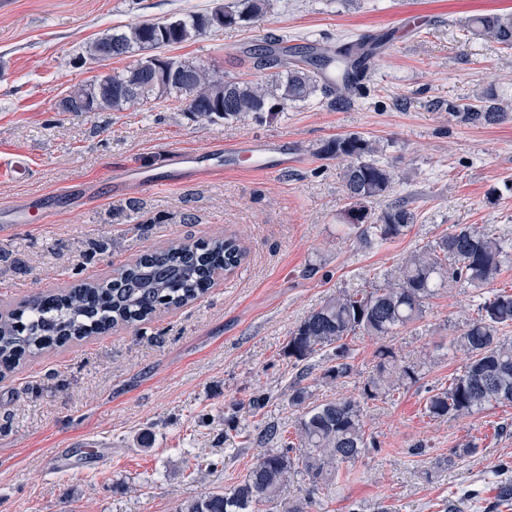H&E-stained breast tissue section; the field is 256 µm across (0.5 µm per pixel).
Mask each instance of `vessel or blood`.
I'll return each instance as SVG.
<instances>
[{
  "label": "vessel or blood",
  "instance_id": "b4317fda",
  "mask_svg": "<svg viewBox=\"0 0 512 512\" xmlns=\"http://www.w3.org/2000/svg\"><path fill=\"white\" fill-rule=\"evenodd\" d=\"M243 159L252 161L255 167L272 176L280 175L297 164L296 157L288 155L279 143L250 139L229 148L215 146L202 155L184 150L173 151L168 158L169 170L165 176L150 178L147 171L134 165L126 169L124 182L136 185L150 178L155 185L174 187L201 176H221L223 172L238 169Z\"/></svg>",
  "mask_w": 512,
  "mask_h": 512
}]
</instances>
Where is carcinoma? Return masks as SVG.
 Segmentation results:
<instances>
[{
	"instance_id": "1",
	"label": "carcinoma",
	"mask_w": 512,
	"mask_h": 512,
	"mask_svg": "<svg viewBox=\"0 0 512 512\" xmlns=\"http://www.w3.org/2000/svg\"><path fill=\"white\" fill-rule=\"evenodd\" d=\"M270 9L269 0H228L211 11L172 16L115 30L93 41L87 51L92 60L118 58L137 48L157 50L185 43L207 32L242 26L259 20ZM223 12L227 21L217 17ZM473 34L512 49V13L483 14L470 19ZM377 44L365 38L336 51L308 47L300 59L280 58L264 48L257 67L271 69L267 83L226 80L202 65L151 55L141 58L124 73L113 74L107 87L93 80L66 95L69 112L121 111L175 94L183 111L214 122L236 121L245 114L282 112L322 91L341 100L364 79ZM448 113L462 124L493 125L512 115L485 101L448 105ZM374 143L349 134L325 142L324 158L348 161L343 187L349 199L384 196L393 183L390 167L373 158ZM355 218L360 242L387 241L407 232L414 214L401 204L388 205L375 221ZM512 254V239L481 232L472 225L457 226L436 245L422 248L389 274L384 285L369 291L343 292L323 303L291 333L288 358L302 364L300 377L310 361L327 349L331 365L324 377L338 380L354 371L348 337L392 336L423 317L424 303L441 288L460 285L486 288ZM245 251L236 238L172 243L118 268L112 278L86 281L54 293L31 297L22 305L0 312V377L21 361L45 349L83 340L110 329L150 320L162 309H178L205 293L215 277L242 262ZM512 325V293L497 292L478 305L477 318L450 340V347L468 355V362L448 387L433 390L426 398L431 417L463 418L486 405L512 402V338L500 332ZM377 364L363 385L362 399L336 398L306 408L297 422L298 446L285 439L275 424L258 435L261 443L275 447L259 456L241 484L224 492L187 501L179 512H259V506L277 500L283 486L302 471L312 488L329 483L342 463H353L376 448L366 435L361 401L375 400L416 380L411 365L397 364L388 346H380Z\"/></svg>"
}]
</instances>
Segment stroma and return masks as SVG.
Masks as SVG:
<instances>
[{
  "label": "stroma",
  "mask_w": 512,
  "mask_h": 512,
  "mask_svg": "<svg viewBox=\"0 0 512 512\" xmlns=\"http://www.w3.org/2000/svg\"><path fill=\"white\" fill-rule=\"evenodd\" d=\"M224 0H0V222L23 201L54 210L52 223L0 236V309L29 296L111 276L113 269L178 239L236 237L242 263L201 298L164 310L141 328H119L27 359L0 380V512H178L185 501L241 483L266 447L261 429L294 432L289 402L300 370L285 354L301 321L328 297L372 284L454 225L512 238V120L463 125L449 103L490 95L512 113V50L472 35L469 17L512 13V0H270L261 20L170 48L228 79L259 80L251 48L337 47L393 32L348 101L316 94L285 111L233 122L191 120L177 102L122 112H63L61 98L99 72H120L138 54L94 62L85 49L103 33L161 21ZM422 21L392 29L393 16ZM359 134L394 172L367 214L403 203L416 216L400 237L360 246L344 193V163L321 145ZM251 136L287 141L300 165L278 177L228 171L178 189L146 186L119 196L125 164L157 168L168 151L204 152ZM32 174H13L14 158ZM481 294L443 288L422 318L388 338L416 366L406 383L364 406L376 452L312 489L297 473L262 512L308 501L309 512H487L512 463V403L455 419L429 417V390L466 363L449 342L477 315ZM378 340H352L354 372L331 381L326 354L304 378L316 401L353 398L372 373ZM270 400L257 411L250 400ZM102 443L100 454L87 444ZM475 454L456 462L455 448ZM422 446L421 454L408 450Z\"/></svg>",
  "instance_id": "stroma-1"
}]
</instances>
